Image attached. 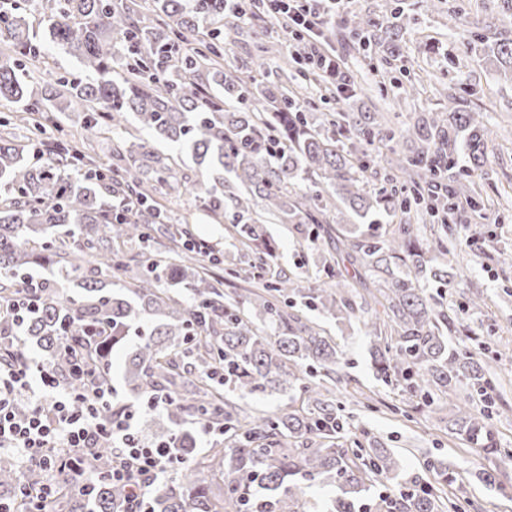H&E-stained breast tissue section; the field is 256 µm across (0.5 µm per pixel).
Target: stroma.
I'll list each match as a JSON object with an SVG mask.
<instances>
[{
	"label": "stroma",
	"mask_w": 512,
	"mask_h": 512,
	"mask_svg": "<svg viewBox=\"0 0 512 512\" xmlns=\"http://www.w3.org/2000/svg\"><path fill=\"white\" fill-rule=\"evenodd\" d=\"M357 13L380 21L402 14L405 29L399 48L375 44L361 48L359 37L351 32ZM509 15L512 0H346L343 9L330 17L326 40L357 92L349 99H333L322 97L313 87L307 106L311 112H386L399 127L415 122L421 113L447 111L452 95L484 113L492 138L490 163L481 173L460 170L462 179L473 182L484 205L457 223L459 264L453 286L437 284L432 292L458 311L471 332L467 338L453 337V344L486 357L512 348V83L497 77L481 42ZM287 51L282 33L271 31L260 40L245 25L227 38L224 57L227 64L238 65L260 55L280 61ZM45 53L44 65L29 71L34 93H41L49 74L55 72L85 77L77 58L50 44ZM416 81L421 84L420 96H407L406 87ZM163 204L175 219L188 223L194 236L208 239L218 251L216 263L193 256L199 270L223 290L226 300L244 296L247 281L230 277L226 270L246 265L254 254L240 245L232 225L213 220L202 195L187 198L174 192ZM346 221L344 214H329L323 221L324 232L316 238L310 237L305 225H268L278 269L306 280L308 271L334 252L336 241L329 238L328 229ZM478 293L485 298L479 309L470 304ZM302 315L323 326L345 351L342 379L329 382V389L339 397L348 392L362 396L361 402L348 404L345 410L347 438H354L361 428L370 429L385 447L400 452L407 474L435 485L441 483L439 467L457 471L458 480L444 485L457 512H512V470L500 473L501 488L486 485L482 474L495 469L496 460L450 434L448 412L417 409L399 387L376 380L360 321L347 328L317 311L306 309ZM430 461L435 464L431 470L426 467Z\"/></svg>",
	"instance_id": "obj_1"
}]
</instances>
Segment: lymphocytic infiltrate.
<instances>
[{
    "instance_id": "1",
    "label": "lymphocytic infiltrate",
    "mask_w": 512,
    "mask_h": 512,
    "mask_svg": "<svg viewBox=\"0 0 512 512\" xmlns=\"http://www.w3.org/2000/svg\"><path fill=\"white\" fill-rule=\"evenodd\" d=\"M258 15L267 27L286 32L289 39L310 45L306 62L326 73L340 92L335 54L323 45L327 20L318 0H258ZM67 357L82 382L80 391L61 385L51 363L29 355L0 364V448L16 451L24 464L57 475L83 468L101 449L112 451V481L123 484L132 512H147L152 487L185 460L168 443L143 439L136 427V411L107 419L101 410L112 398V386L89 369L76 351ZM26 413H19V403Z\"/></svg>"
}]
</instances>
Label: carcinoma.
Returning <instances> with one entry per match:
<instances>
[{
	"label": "carcinoma",
	"mask_w": 512,
	"mask_h": 512,
	"mask_svg": "<svg viewBox=\"0 0 512 512\" xmlns=\"http://www.w3.org/2000/svg\"><path fill=\"white\" fill-rule=\"evenodd\" d=\"M49 11L47 38L77 57L96 75L88 80H52L39 95L29 90L26 64L0 61V101L20 105L28 131L46 147L47 159L32 164L23 146L0 139V299L22 296V281L35 267H54L78 282L73 297L53 283L40 291L37 307L21 326L0 316V336L19 333L36 339L72 388L81 382L59 358L63 340L86 350L102 378L112 381V351L123 345L132 322L151 320L122 372L133 395L155 391L174 399L168 417L175 424L156 434L175 452L194 455L195 469H217L222 483L203 478L171 479L149 502L150 512H310L296 480L331 483L341 492L327 512H364L374 506L394 512H445V491L402 477L399 454L371 438L349 447L340 440L346 403L323 394L320 376L332 378L342 351L319 324L286 310L292 294L305 307L338 321L356 317L354 297L369 299L373 314L362 321L376 376L395 384L430 409L460 391L466 399L448 420V430L470 447L499 457L512 467V448H502L488 418L502 410L494 362L450 344L462 324L453 308L429 292L434 281L453 283L452 221L460 206L476 207L473 185L453 173L462 156L473 171L489 162L484 115L453 96L448 111L428 112L408 127H391L376 112H346L341 122L304 107L302 91L285 94L288 71L251 62L244 78L224 67V33H204L205 24L225 17V0H40ZM378 23L352 19V33L375 36ZM0 42L35 63L44 41L30 34L18 0L0 8ZM504 76L512 75V36L484 46ZM60 112H79L86 131L112 132V152L123 157L115 175H88L97 161L69 142L44 141L58 127ZM160 141L178 146L160 153L131 140L128 116ZM413 135L420 149L396 158V185L389 192L361 186L357 174L375 158L368 147ZM213 174L204 186L184 193L209 196L216 216L232 217L237 239L246 247L266 242L265 215L281 224H320L319 217L341 203L356 224L336 230V257L317 268L309 287L275 270L273 254L257 252L266 272L263 291L224 300L207 274L170 249L148 256L124 282L122 292L106 293L103 277L122 271L124 248L149 240V225L165 222L161 204L140 203L130 216L112 199L163 195L179 182L182 153ZM303 183L301 192L295 191ZM441 221L443 236L421 239L411 211ZM190 293L186 304L168 293ZM364 294H358V290ZM290 393L300 402L288 412L242 415L226 391ZM487 402L477 415L470 402ZM206 417L224 426V440L194 454L187 418ZM100 473L89 483L77 476L61 487L52 512H120L127 491L112 483V453L95 461ZM403 478L406 491L396 501H375L378 483ZM48 479L40 468L20 473L13 459L0 456V488L38 487Z\"/></svg>",
	"instance_id": "1"
}]
</instances>
